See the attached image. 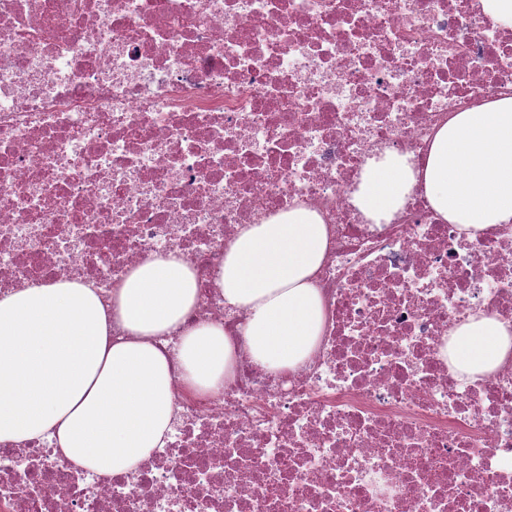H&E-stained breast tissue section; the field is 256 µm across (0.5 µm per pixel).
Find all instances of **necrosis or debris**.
I'll return each instance as SVG.
<instances>
[{
  "mask_svg": "<svg viewBox=\"0 0 512 512\" xmlns=\"http://www.w3.org/2000/svg\"><path fill=\"white\" fill-rule=\"evenodd\" d=\"M506 97L512 28L482 0H0V293L108 292L175 251L186 326L237 342L216 276L239 228L305 207L329 237L298 368L238 349L131 473L0 444V512H512V362L445 353L477 312L512 323V225L464 234L420 185L380 224L353 203L368 160L422 166Z\"/></svg>",
  "mask_w": 512,
  "mask_h": 512,
  "instance_id": "obj_1",
  "label": "necrosis or debris"
}]
</instances>
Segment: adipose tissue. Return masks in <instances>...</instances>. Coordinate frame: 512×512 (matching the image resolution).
<instances>
[{"mask_svg": "<svg viewBox=\"0 0 512 512\" xmlns=\"http://www.w3.org/2000/svg\"><path fill=\"white\" fill-rule=\"evenodd\" d=\"M442 220L512 225V98L455 113L426 163L386 154L368 161L353 203L390 217L416 185ZM328 230L300 207L243 226L224 250L217 285L228 311L249 315L242 346L271 371L298 366L324 325L311 278ZM198 298L193 268L175 252L132 268L104 306L95 283L62 279L0 295V443L53 440L71 463L100 474L134 471L172 427L175 387L216 390L236 354L223 328H185ZM119 324L124 339L110 338ZM179 331V373L153 337ZM512 358V325L481 312L452 333L450 361L490 374Z\"/></svg>", "mask_w": 512, "mask_h": 512, "instance_id": "obj_1", "label": "adipose tissue"}]
</instances>
